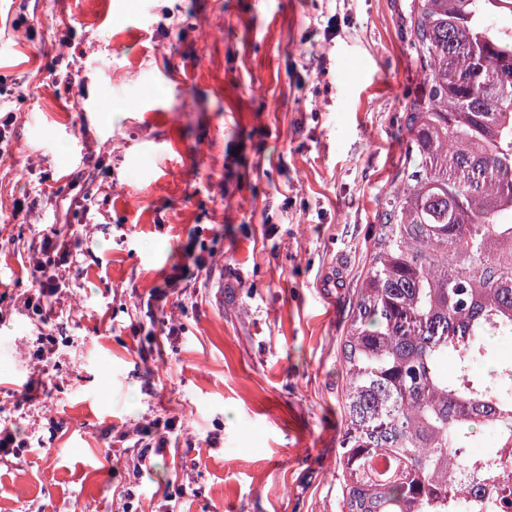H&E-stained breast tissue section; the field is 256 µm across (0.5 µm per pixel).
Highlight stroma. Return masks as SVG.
Returning <instances> with one entry per match:
<instances>
[{
  "label": "stroma",
  "mask_w": 512,
  "mask_h": 512,
  "mask_svg": "<svg viewBox=\"0 0 512 512\" xmlns=\"http://www.w3.org/2000/svg\"><path fill=\"white\" fill-rule=\"evenodd\" d=\"M412 7L0 0V425L24 443L0 512H340L342 342L423 87ZM39 264L60 289L36 314ZM176 424L175 421L169 420L167 423L164 424L162 431L159 430V427H157V431L154 435V442L151 444H148L145 450H142L140 452V456L138 458V464H136L133 468L134 472L138 473L139 469H142V466L145 465V459L148 455L149 448H155L156 453H161L165 448H170L172 444V435L175 433L176 430Z\"/></svg>",
  "instance_id": "35a3bbf8"
}]
</instances>
